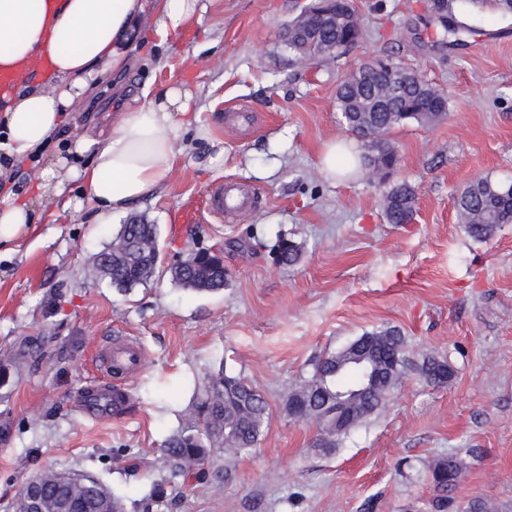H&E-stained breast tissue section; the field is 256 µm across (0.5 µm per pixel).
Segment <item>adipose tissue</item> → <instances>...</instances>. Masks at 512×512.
Listing matches in <instances>:
<instances>
[{"mask_svg": "<svg viewBox=\"0 0 512 512\" xmlns=\"http://www.w3.org/2000/svg\"><path fill=\"white\" fill-rule=\"evenodd\" d=\"M200 0H0V70L23 73L35 61L51 66L46 81L0 91V179L17 165L37 171L33 195L0 194V240L37 220L36 207L64 200L92 205L98 223L155 197L169 182L175 146L189 123L193 91L175 84L144 92L137 104L113 112L110 129L51 149L67 116L104 76L124 69L136 47L140 21L174 34L197 12ZM90 162H83V155Z\"/></svg>", "mask_w": 512, "mask_h": 512, "instance_id": "obj_1", "label": "adipose tissue"}]
</instances>
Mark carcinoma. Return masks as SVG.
<instances>
[{
    "label": "carcinoma",
    "mask_w": 512,
    "mask_h": 512,
    "mask_svg": "<svg viewBox=\"0 0 512 512\" xmlns=\"http://www.w3.org/2000/svg\"><path fill=\"white\" fill-rule=\"evenodd\" d=\"M426 88L410 86L404 89L392 109H373L379 89L373 81L366 83V107L357 112L352 106V91L339 84L336 92L337 109L348 129L363 134L379 135L391 132L409 121L420 125L427 122L430 103ZM385 218L390 224L412 221L416 193L406 182L395 184L382 201ZM456 210L465 232L477 241H488L504 224H512V183L489 176L471 181L460 193ZM278 261L282 265L297 264L302 248L292 240L278 243ZM158 226L145 219L136 224L121 225L112 242L97 253L89 269L93 280H106L120 291L127 292L148 284L158 265ZM191 265L179 262L169 268L171 281L182 288L217 293L227 286L228 272L220 253L203 254L197 249L187 258ZM398 374H406V341L395 327L367 332L342 349L318 358L311 375L287 400L288 414L295 418L313 419L318 426L314 447L331 452L336 449V393L351 398L364 383L369 371L378 372V379L367 389V395L347 410L353 418L346 420L341 436H347L369 416L379 411L392 393L390 375L393 365ZM418 372L432 386H444L454 370L444 357L428 356L417 366ZM192 412L195 420L204 425L198 435L175 433L164 443L161 451L173 477L209 458L218 446L234 454L253 448L270 422L264 395L245 379L222 372L210 374L203 381H194ZM459 472V461L450 453L430 467L431 483L437 492L435 508L442 512L448 507V493L453 489ZM89 512H124L118 496L109 494L105 501L94 490L87 491Z\"/></svg>",
    "instance_id": "obj_1"
}]
</instances>
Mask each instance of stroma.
Wrapping results in <instances>:
<instances>
[{"instance_id": "35a3bbf8", "label": "stroma", "mask_w": 512, "mask_h": 512, "mask_svg": "<svg viewBox=\"0 0 512 512\" xmlns=\"http://www.w3.org/2000/svg\"><path fill=\"white\" fill-rule=\"evenodd\" d=\"M310 2L208 0L177 34L138 40L123 88L195 92L166 188L133 208L160 231L152 281L124 294L89 277L127 220L97 223L89 206L49 204L0 254V512L48 469L94 476L125 512H436L428 471L451 453L462 466L447 512L477 499L512 512V224L481 242L455 210L471 180L512 181V16L454 9L472 32L452 46L430 0H353L362 39L304 62L283 35ZM377 56L444 90L447 116L391 131L389 180L331 181L317 163L324 143L348 136L337 87ZM124 104L104 83L62 139L107 126ZM220 178L248 184L256 205L217 220L205 191ZM403 181L414 218L387 223L382 198ZM282 238L301 245L299 264H277ZM201 248L223 252L224 291L171 281L169 268ZM387 327L403 332L411 360L447 358L452 380L434 387L408 370L334 451L313 448L317 426L288 414L289 393L316 357ZM110 336L142 350L127 379L92 363ZM221 368L262 392L270 424L248 453L219 451L170 477L163 443L194 432V381ZM116 388L121 410L89 420L91 397ZM224 468L229 479H216Z\"/></svg>"}]
</instances>
